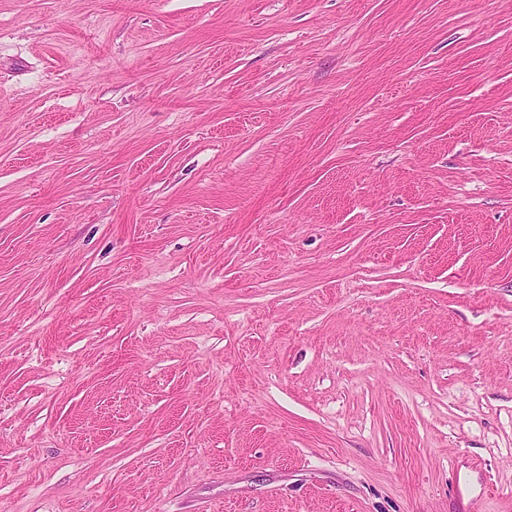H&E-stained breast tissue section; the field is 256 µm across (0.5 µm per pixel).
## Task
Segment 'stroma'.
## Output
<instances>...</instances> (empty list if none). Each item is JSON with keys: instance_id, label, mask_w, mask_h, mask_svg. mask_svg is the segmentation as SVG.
<instances>
[{"instance_id": "35a3bbf8", "label": "stroma", "mask_w": 512, "mask_h": 512, "mask_svg": "<svg viewBox=\"0 0 512 512\" xmlns=\"http://www.w3.org/2000/svg\"><path fill=\"white\" fill-rule=\"evenodd\" d=\"M0 512H512V0H0Z\"/></svg>"}]
</instances>
